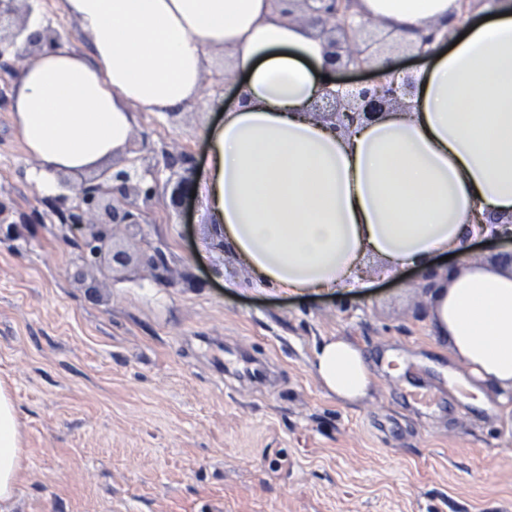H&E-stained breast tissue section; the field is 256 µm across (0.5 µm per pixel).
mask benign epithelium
I'll return each mask as SVG.
<instances>
[{
    "mask_svg": "<svg viewBox=\"0 0 512 512\" xmlns=\"http://www.w3.org/2000/svg\"><path fill=\"white\" fill-rule=\"evenodd\" d=\"M283 6L282 13L291 22L319 30L329 35L328 63L332 72L369 70V83L348 88L333 82L337 89L329 90L322 100L311 105L312 116L328 121L338 133H347L356 125L372 122L382 111L402 104V97L413 88L411 77L397 79L396 73H385L391 58L384 55L386 37L371 30L374 23L357 19L353 12L354 0H276ZM490 0H457L459 9L439 23L427 24L413 31L415 38L407 42V49L419 56L433 51V45L448 41V32L458 18L470 14L477 4ZM33 7L29 0H0V67L8 66L4 58L23 60L16 50L20 38L27 47L54 44L49 34H25ZM159 161L145 146L131 142L127 155L112 166L100 171L94 181L70 191L62 183V191L47 197L51 214L64 230L83 231L84 242L74 277L84 276V267L90 262L107 265L116 272L126 268L133 257L118 247L108 236V226H122L130 238L142 233L148 223L144 205L158 195ZM141 259L153 270L156 282L167 281L168 265L160 250L143 254Z\"/></svg>",
    "mask_w": 512,
    "mask_h": 512,
    "instance_id": "1",
    "label": "benign epithelium"
}]
</instances>
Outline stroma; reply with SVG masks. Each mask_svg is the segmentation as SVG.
I'll use <instances>...</instances> for the list:
<instances>
[{"instance_id":"stroma-1","label":"stroma","mask_w":512,"mask_h":512,"mask_svg":"<svg viewBox=\"0 0 512 512\" xmlns=\"http://www.w3.org/2000/svg\"><path fill=\"white\" fill-rule=\"evenodd\" d=\"M59 48L87 51L63 0H40ZM232 83L207 81L176 117L138 112L134 138L191 156ZM37 161L0 106V200L27 221L0 229V386L23 450L10 512H512V430L494 397L452 390L462 370L433 321V289L409 269L324 296L225 288L248 269L199 196L148 204L145 241L115 238L124 281L70 266L64 236L28 178ZM160 249L168 281L137 261ZM208 258L196 260L199 248ZM359 346L375 375L345 403L312 369L324 338ZM432 391L439 403L406 402Z\"/></svg>"}]
</instances>
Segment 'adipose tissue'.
I'll list each match as a JSON object with an SVG mask.
<instances>
[{"instance_id": "obj_1", "label": "adipose tissue", "mask_w": 512, "mask_h": 512, "mask_svg": "<svg viewBox=\"0 0 512 512\" xmlns=\"http://www.w3.org/2000/svg\"><path fill=\"white\" fill-rule=\"evenodd\" d=\"M407 33L455 0H361ZM88 53L44 47L13 92L16 126L39 159L30 180L55 191L122 157L137 110L195 99L213 52L230 60L232 101L203 136L199 191L218 235L251 272L244 290L293 296L365 288L368 257L385 276L455 256L434 319L477 396L496 390L512 416V270L462 252L512 215V0H496L413 71L408 108L338 134L309 115L324 95L327 41L273 0H64ZM312 367L344 402L373 380L361 349L331 337ZM22 469L10 395L0 389V512Z\"/></svg>"}]
</instances>
